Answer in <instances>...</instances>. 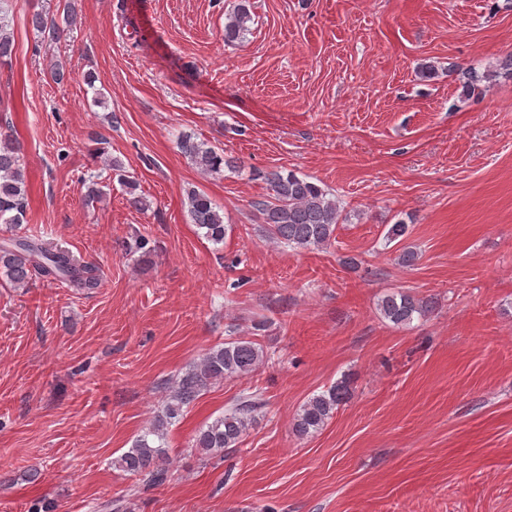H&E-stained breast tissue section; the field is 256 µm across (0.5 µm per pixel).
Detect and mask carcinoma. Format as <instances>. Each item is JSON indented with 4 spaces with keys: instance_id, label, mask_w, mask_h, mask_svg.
I'll use <instances>...</instances> for the list:
<instances>
[{
    "instance_id": "cac0c4a2",
    "label": "carcinoma",
    "mask_w": 512,
    "mask_h": 512,
    "mask_svg": "<svg viewBox=\"0 0 512 512\" xmlns=\"http://www.w3.org/2000/svg\"><path fill=\"white\" fill-rule=\"evenodd\" d=\"M12 2L0 0V62L12 56L14 49L10 32ZM250 21V0H241L226 18L224 41L232 43L245 39ZM31 24L47 39L57 41L75 24V19L69 10L64 11L60 22L35 13ZM178 144L181 152L206 174L219 173L225 168L241 169V165L225 155L224 150L209 147L191 134L179 136ZM105 169L118 176L120 184L125 186L130 206L139 210L148 207L147 201L136 193V183L123 174L121 162L111 158L105 162ZM255 176L262 179L269 190L268 197L257 203L256 211L263 232L270 239L304 250L327 249L336 242V230L348 221V214L329 189L282 168L257 171ZM28 206L29 189L19 143L8 134L0 135V224L17 226L25 223ZM186 206L201 237L214 245L224 243L226 227L220 207L196 189L188 190ZM409 233L410 225L398 220L389 225L385 240L400 242ZM0 273L16 287L26 285L35 273L52 281L66 282L78 290H91L100 285L93 263L51 243L28 237L12 238L10 245L0 246ZM377 310L383 319L403 328L414 319L430 314L433 302L397 291L380 296ZM265 359L259 344L247 338H229L210 348L199 362L174 379L168 398L151 426L112 461L114 468L128 476H147L154 485L163 483L169 472L168 426L210 386L227 378L250 376L262 367ZM348 395L347 384L338 381L307 399L293 418V434L304 438L322 430ZM264 406L261 390L249 389L240 393L224 414L196 432L194 448L210 457L237 447Z\"/></svg>"
}]
</instances>
